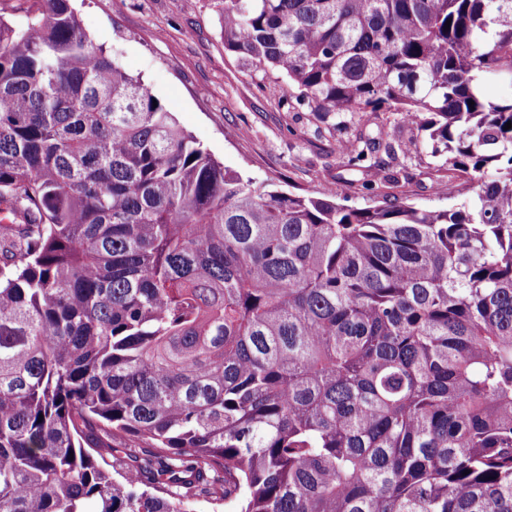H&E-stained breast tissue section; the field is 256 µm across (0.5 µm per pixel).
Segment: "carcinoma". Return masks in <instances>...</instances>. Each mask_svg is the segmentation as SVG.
Instances as JSON below:
<instances>
[{
    "label": "carcinoma",
    "instance_id": "1",
    "mask_svg": "<svg viewBox=\"0 0 512 512\" xmlns=\"http://www.w3.org/2000/svg\"><path fill=\"white\" fill-rule=\"evenodd\" d=\"M29 2L0 17V512H512V98L482 92L512 0H222L224 47L320 118L404 114L457 180L433 209L225 168L71 0Z\"/></svg>",
    "mask_w": 512,
    "mask_h": 512
}]
</instances>
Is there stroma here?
<instances>
[{
    "label": "stroma",
    "instance_id": "35a3bbf8",
    "mask_svg": "<svg viewBox=\"0 0 512 512\" xmlns=\"http://www.w3.org/2000/svg\"><path fill=\"white\" fill-rule=\"evenodd\" d=\"M94 45L114 51L121 67L140 78L177 122L226 168L301 195L335 187L341 203L357 208L395 199L445 207L457 185L427 153L387 154L369 173L351 171L335 130L295 105L296 88L225 50L219 0H74ZM360 128L381 142L415 138L399 112H364Z\"/></svg>",
    "mask_w": 512,
    "mask_h": 512
}]
</instances>
